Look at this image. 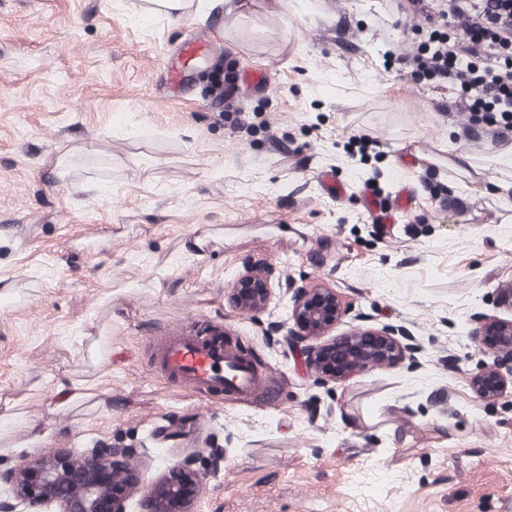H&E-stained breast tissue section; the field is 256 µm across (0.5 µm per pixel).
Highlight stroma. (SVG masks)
Masks as SVG:
<instances>
[{"mask_svg":"<svg viewBox=\"0 0 512 512\" xmlns=\"http://www.w3.org/2000/svg\"><path fill=\"white\" fill-rule=\"evenodd\" d=\"M0 0V466L106 442L140 489L224 443L191 512H512V389L479 399L477 314L512 319V200L451 90L406 58L431 32L410 0ZM214 39L203 59L181 54ZM262 70L234 108L210 60ZM183 72L170 78L171 67ZM348 192L327 194L322 172ZM395 223H372L363 187ZM247 266L336 289L361 323L407 326L422 369L326 391L261 319L232 307ZM208 326L282 381L277 406L206 402L157 377L154 337ZM82 387L84 399L62 405ZM176 418L183 439L163 438Z\"/></svg>","mask_w":512,"mask_h":512,"instance_id":"1","label":"stroma"}]
</instances>
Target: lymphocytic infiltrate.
Wrapping results in <instances>:
<instances>
[{"mask_svg":"<svg viewBox=\"0 0 512 512\" xmlns=\"http://www.w3.org/2000/svg\"><path fill=\"white\" fill-rule=\"evenodd\" d=\"M439 16L462 21L471 59L463 61L450 34L435 29L411 60L414 75L449 87L464 100L472 123L504 138L512 131V0H450Z\"/></svg>","mask_w":512,"mask_h":512,"instance_id":"obj_1","label":"lymphocytic infiltrate"}]
</instances>
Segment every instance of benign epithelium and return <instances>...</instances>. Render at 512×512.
Masks as SVG:
<instances>
[{
	"mask_svg": "<svg viewBox=\"0 0 512 512\" xmlns=\"http://www.w3.org/2000/svg\"><path fill=\"white\" fill-rule=\"evenodd\" d=\"M273 272L247 267L235 279L230 300L234 308L268 311ZM290 308L288 321L268 323L266 336H281L297 359L325 385L338 384L369 366L406 365L409 371L421 366L417 357L421 344L404 326L381 324L335 336L333 332L347 307L336 289L286 282ZM472 335L492 350L493 361L471 377L472 388L482 400H496L512 384V319L483 313L475 317ZM226 449L209 447L188 453L144 499L143 512H187L200 494L203 473H217L224 465ZM133 449L99 444L81 459L61 453L51 459L0 469V485L10 487V500H0L4 512H128L134 477L129 466Z\"/></svg>",
	"mask_w": 512,
	"mask_h": 512,
	"instance_id": "7a95c632",
	"label": "benign epithelium"
}]
</instances>
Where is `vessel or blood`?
<instances>
[{"label":"vessel or blood","mask_w":512,"mask_h":512,"mask_svg":"<svg viewBox=\"0 0 512 512\" xmlns=\"http://www.w3.org/2000/svg\"><path fill=\"white\" fill-rule=\"evenodd\" d=\"M160 378L176 380L205 397L227 395L279 401V383L237 346L234 337L202 327L179 328L156 337Z\"/></svg>","instance_id":"1"}]
</instances>
